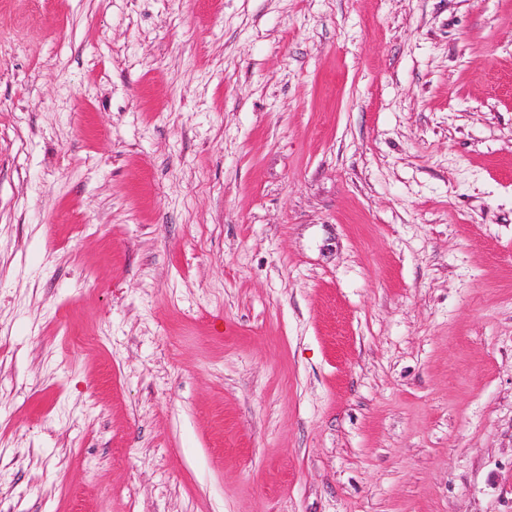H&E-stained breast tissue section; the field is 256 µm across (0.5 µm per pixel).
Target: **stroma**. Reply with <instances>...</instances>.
Returning <instances> with one entry per match:
<instances>
[{
  "instance_id": "stroma-1",
  "label": "stroma",
  "mask_w": 512,
  "mask_h": 512,
  "mask_svg": "<svg viewBox=\"0 0 512 512\" xmlns=\"http://www.w3.org/2000/svg\"><path fill=\"white\" fill-rule=\"evenodd\" d=\"M0 512H512V0H0Z\"/></svg>"
}]
</instances>
